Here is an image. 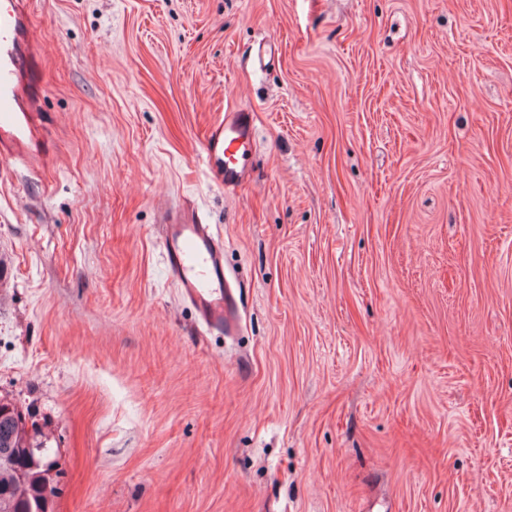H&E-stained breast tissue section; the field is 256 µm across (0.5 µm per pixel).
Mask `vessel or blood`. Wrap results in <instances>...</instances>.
I'll return each instance as SVG.
<instances>
[{"label": "vessel or blood", "mask_w": 512, "mask_h": 512, "mask_svg": "<svg viewBox=\"0 0 512 512\" xmlns=\"http://www.w3.org/2000/svg\"><path fill=\"white\" fill-rule=\"evenodd\" d=\"M27 4L28 0H0V157L43 170L50 159V142L35 112L42 93L41 54ZM254 144L252 112L245 107L227 109L223 120L210 126L204 137L212 179L232 188L245 183ZM164 248L171 275L202 322L233 330L238 302L224 276V247L211 226L181 215L172 217L165 224Z\"/></svg>", "instance_id": "b4317fda"}]
</instances>
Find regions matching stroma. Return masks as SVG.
I'll return each instance as SVG.
<instances>
[{
    "mask_svg": "<svg viewBox=\"0 0 512 512\" xmlns=\"http://www.w3.org/2000/svg\"><path fill=\"white\" fill-rule=\"evenodd\" d=\"M29 8L55 158L0 159V395L62 456L54 512H512V0ZM183 210L235 334L169 274ZM254 144L252 112L245 107L228 108L224 120L210 126L204 137L206 166L212 179L232 188L245 183ZM167 266L207 326L232 331L238 302L224 276V247L210 224L174 216L164 228Z\"/></svg>",
    "mask_w": 512,
    "mask_h": 512,
    "instance_id": "obj_1",
    "label": "stroma"
}]
</instances>
